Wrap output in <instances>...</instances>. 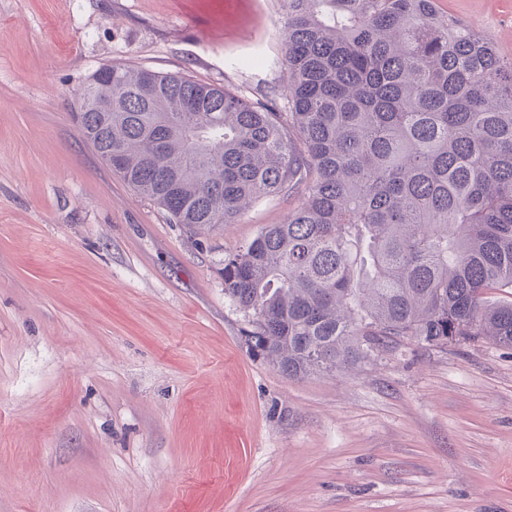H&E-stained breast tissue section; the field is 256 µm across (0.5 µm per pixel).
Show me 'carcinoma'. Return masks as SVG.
I'll use <instances>...</instances> for the list:
<instances>
[{
  "label": "carcinoma",
  "instance_id": "carcinoma-1",
  "mask_svg": "<svg viewBox=\"0 0 512 512\" xmlns=\"http://www.w3.org/2000/svg\"><path fill=\"white\" fill-rule=\"evenodd\" d=\"M281 3L283 107L112 63L79 93L83 137L200 232L300 198L222 268L290 378L405 338L512 349V59L438 0Z\"/></svg>",
  "mask_w": 512,
  "mask_h": 512
}]
</instances>
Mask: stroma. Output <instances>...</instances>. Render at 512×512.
<instances>
[{
    "instance_id": "stroma-1",
    "label": "stroma",
    "mask_w": 512,
    "mask_h": 512,
    "mask_svg": "<svg viewBox=\"0 0 512 512\" xmlns=\"http://www.w3.org/2000/svg\"><path fill=\"white\" fill-rule=\"evenodd\" d=\"M439 7L512 57V0ZM283 23L280 0H0V512H512V349L283 376L219 268L298 198L195 246L73 120L112 63L280 97Z\"/></svg>"
}]
</instances>
